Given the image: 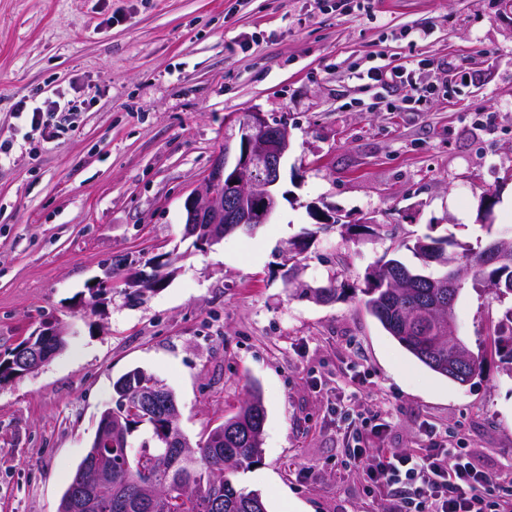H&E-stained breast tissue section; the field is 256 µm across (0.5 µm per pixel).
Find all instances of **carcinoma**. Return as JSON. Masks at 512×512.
<instances>
[{
  "mask_svg": "<svg viewBox=\"0 0 512 512\" xmlns=\"http://www.w3.org/2000/svg\"><path fill=\"white\" fill-rule=\"evenodd\" d=\"M306 244L301 240L288 243V271L300 265ZM412 251L436 266L433 278L448 280L456 267H468V279L473 287H487L498 281L512 280V240L491 239L484 247L475 249L449 234L443 237L426 235L417 239ZM426 274L409 267L398 259L379 261L365 274L358 288L361 303L395 340L431 371L448 376V340L441 339L433 325L409 329L406 322L413 319L420 305L439 298L446 288H428L423 284ZM305 292L317 300H338L345 288L332 279L318 288ZM496 351H502L512 363V306L506 308L493 332ZM155 377L136 369L119 377L114 384L115 403L112 411L119 415L121 432L112 435V447L98 452L112 457V490L120 497L103 503L98 512H154L152 496L162 483L174 488L168 512H266L262 495L256 490L239 486L236 477L261 460L266 410L260 393L254 388L245 390L236 411L224 419V446L216 448L204 438L192 447L199 463H187L175 448H166L158 439V431L170 425L167 419L153 420L129 412L137 393L148 387ZM145 425L151 431L146 455H160L165 468L153 471L148 462L130 454L127 440L131 432ZM96 495L91 484H76L71 480L62 498L86 500Z\"/></svg>",
  "mask_w": 512,
  "mask_h": 512,
  "instance_id": "1",
  "label": "carcinoma"
}]
</instances>
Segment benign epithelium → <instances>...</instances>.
I'll return each instance as SVG.
<instances>
[{"mask_svg": "<svg viewBox=\"0 0 512 512\" xmlns=\"http://www.w3.org/2000/svg\"><path fill=\"white\" fill-rule=\"evenodd\" d=\"M290 148L288 126L270 124L263 113L252 111L238 121V139L235 146L224 145L222 154L213 164L200 186L184 201L185 236L204 249L224 239V225H234V231L248 234L254 225L268 223L277 210L279 199L275 186L280 180L281 163ZM166 256L153 259L152 274L140 273L129 281L130 288H157L165 278ZM422 317H433L448 323V335L455 345L454 356L448 359V375L459 383L469 382L465 363L469 350L458 336L455 298L448 302L422 309ZM66 328L51 325L41 333L23 340V344L7 359L0 355V363L16 369L14 378L37 372L57 352L63 342ZM138 408L145 416H156L177 409L176 402L162 384L157 383L141 392ZM112 442V409H106L99 422L96 443ZM86 470L101 483V496H112V485L102 482L111 470L110 459L94 454L86 461Z\"/></svg>", "mask_w": 512, "mask_h": 512, "instance_id": "7a95c632", "label": "benign epithelium"}]
</instances>
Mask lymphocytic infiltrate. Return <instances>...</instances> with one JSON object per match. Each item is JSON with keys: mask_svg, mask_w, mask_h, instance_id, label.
<instances>
[{"mask_svg": "<svg viewBox=\"0 0 512 512\" xmlns=\"http://www.w3.org/2000/svg\"><path fill=\"white\" fill-rule=\"evenodd\" d=\"M388 422L348 433L353 464L366 477L365 493L384 500L390 512H512V480L477 469L466 448L451 447L426 432L420 448L401 453L375 448Z\"/></svg>", "mask_w": 512, "mask_h": 512, "instance_id": "1", "label": "lymphocytic infiltrate"}]
</instances>
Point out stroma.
<instances>
[{
    "label": "stroma",
    "mask_w": 512,
    "mask_h": 512,
    "mask_svg": "<svg viewBox=\"0 0 512 512\" xmlns=\"http://www.w3.org/2000/svg\"><path fill=\"white\" fill-rule=\"evenodd\" d=\"M377 65L432 95L361 79ZM38 91L79 103L47 141L15 116ZM254 110L291 135L279 206L256 233L197 248L184 201ZM1 142L0 352L48 323L69 334L0 386V512H57L114 382L137 367L175 394L194 441L260 389L262 461L237 480L267 512H387L348 463L343 393L390 417L385 447L412 451L431 429L479 469L512 470V366L490 337V292L466 283L457 300L458 334L485 357L462 386L352 293L294 296L282 256L306 240L301 282L352 290L386 252L421 267L410 245L427 234L512 239L505 0H0ZM315 208L340 224L319 228ZM365 221L374 233L348 236ZM161 254L176 259L164 287L140 299L116 277L94 304L113 263L146 273Z\"/></svg>",
    "instance_id": "35a3bbf8"
}]
</instances>
